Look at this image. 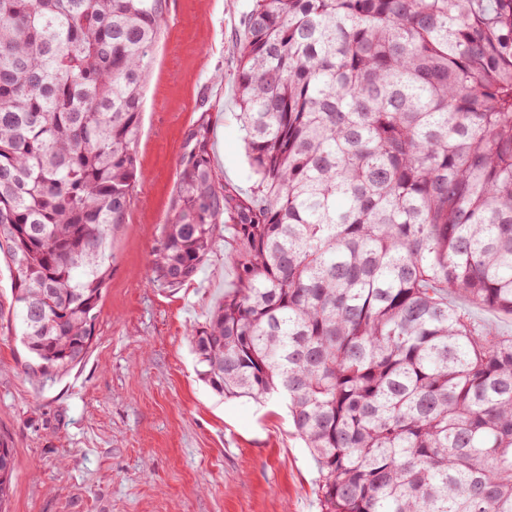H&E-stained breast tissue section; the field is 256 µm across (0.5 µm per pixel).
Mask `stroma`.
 <instances>
[{
    "instance_id": "obj_1",
    "label": "stroma",
    "mask_w": 512,
    "mask_h": 512,
    "mask_svg": "<svg viewBox=\"0 0 512 512\" xmlns=\"http://www.w3.org/2000/svg\"><path fill=\"white\" fill-rule=\"evenodd\" d=\"M251 0H168L137 146L141 178L112 238V278L86 358L32 377L14 330V270L0 252V512H320L318 466L287 408L227 399L197 375L189 336L237 281L225 226L194 282L151 281L185 139L211 124L219 183L250 192L235 118L236 60ZM14 462L11 449L0 448V505L5 500L12 487Z\"/></svg>"
}]
</instances>
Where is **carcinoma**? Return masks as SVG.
<instances>
[{"mask_svg": "<svg viewBox=\"0 0 512 512\" xmlns=\"http://www.w3.org/2000/svg\"><path fill=\"white\" fill-rule=\"evenodd\" d=\"M166 0H0V250L46 380L82 362L138 181ZM237 119L258 176L186 137L153 282L236 227L192 333L226 398L283 400L322 512H512V0H252ZM0 449V502L12 487ZM459 304L464 306L477 321L492 324L503 335H512V317L483 307L468 305L461 301H459Z\"/></svg>", "mask_w": 512, "mask_h": 512, "instance_id": "cac0c4a2", "label": "carcinoma"}]
</instances>
